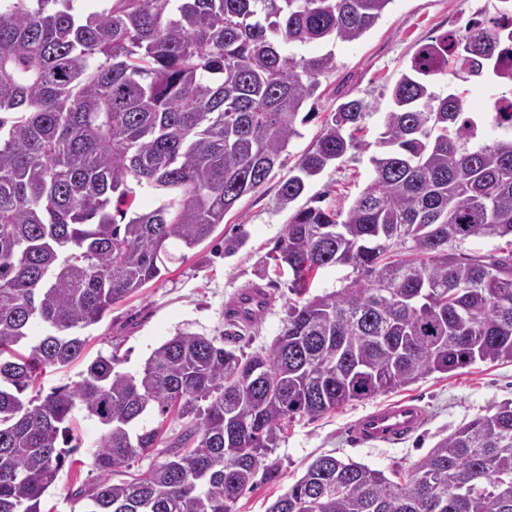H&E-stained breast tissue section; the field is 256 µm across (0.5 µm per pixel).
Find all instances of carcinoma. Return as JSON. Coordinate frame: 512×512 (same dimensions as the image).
I'll return each mask as SVG.
<instances>
[{
  "mask_svg": "<svg viewBox=\"0 0 512 512\" xmlns=\"http://www.w3.org/2000/svg\"><path fill=\"white\" fill-rule=\"evenodd\" d=\"M488 24L423 45L391 90L372 178L342 213L304 204L274 260L292 270L282 333L237 354L180 333L135 372L100 355L81 379L27 395L84 353L83 331L162 278L262 187L317 93L330 54L296 45L353 42L392 0H9L0 12V512H42L78 462L80 410L103 428L83 512H228L296 417L476 361H512V250L486 261L458 246L512 237V112L488 143L482 118L429 79L459 63L468 80L512 54V0ZM362 99L341 103L280 181L283 206L359 146ZM156 206L133 210L139 193ZM328 266L342 288L306 297ZM174 413L164 438L154 414ZM158 448L129 481L112 472ZM267 512H512V403L460 425L407 479L332 455L312 461Z\"/></svg>",
  "mask_w": 512,
  "mask_h": 512,
  "instance_id": "obj_1",
  "label": "carcinoma"
}]
</instances>
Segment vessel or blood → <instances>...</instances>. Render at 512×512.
Instances as JSON below:
<instances>
[{"label":"vessel or blood","mask_w":512,"mask_h":512,"mask_svg":"<svg viewBox=\"0 0 512 512\" xmlns=\"http://www.w3.org/2000/svg\"><path fill=\"white\" fill-rule=\"evenodd\" d=\"M267 292L261 286L240 291L226 306L229 321L248 325L261 318L267 308ZM426 419V410L411 399L376 406L351 422L348 432L355 444L394 445L417 433Z\"/></svg>","instance_id":"vessel-or-blood-1"}]
</instances>
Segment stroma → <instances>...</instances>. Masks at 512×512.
Instances as JSON below:
<instances>
[{"label": "stroma", "mask_w": 512, "mask_h": 512, "mask_svg": "<svg viewBox=\"0 0 512 512\" xmlns=\"http://www.w3.org/2000/svg\"><path fill=\"white\" fill-rule=\"evenodd\" d=\"M498 9V0H392L377 24L359 40H329L301 47V54L308 57L334 54L336 67L320 76V87L308 102L314 117L299 125V135L283 153L275 180L242 197L223 224L185 258L170 264L159 281L113 305L100 323L86 330L82 360L65 369L47 370L39 378V389L47 392L79 381L87 363L101 354H116L123 370H136L155 348L180 332L206 336L248 355L269 349L281 334L288 305L294 300L291 269L271 258L291 215L279 204L278 179L287 176L339 104L355 97L364 99L368 110L358 134L360 148L326 167L307 188L308 196L321 197L323 205L347 210L371 177L370 158L377 149L384 117L392 108L391 90L408 70L417 49L444 33L461 34L471 25L487 22L497 17ZM431 89L443 96L451 91L462 93L475 112L484 111L486 100L498 91L485 81H460L449 71L436 75ZM239 234L244 236V244L235 252H225V240ZM254 284L271 293L268 312L257 324L235 327L224 317L225 305L237 291ZM407 396L420 399L427 410V420L418 433L397 445L352 444L347 428L356 416L377 404ZM507 401H512V362L478 361L348 402L314 420L295 419L279 433L264 458L277 469L276 480L256 478L233 504L232 512H267L313 460L326 454L388 474L410 472L439 440ZM73 432L81 442L83 464L62 469L44 497V512H82L83 505L73 499L72 492L99 478L90 462L102 435L99 423L76 413Z\"/></svg>", "instance_id": "stroma-1"}]
</instances>
